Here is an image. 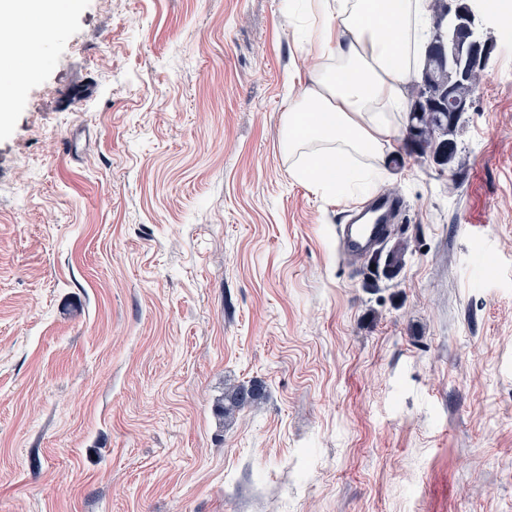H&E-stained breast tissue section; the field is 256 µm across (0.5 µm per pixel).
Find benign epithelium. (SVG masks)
Segmentation results:
<instances>
[{
    "mask_svg": "<svg viewBox=\"0 0 512 512\" xmlns=\"http://www.w3.org/2000/svg\"><path fill=\"white\" fill-rule=\"evenodd\" d=\"M436 43L448 55V85L437 86L435 102L448 105L450 112H465L470 100L457 95L467 69L475 62L487 64L495 44L484 32L482 0H469L461 7L448 6V14L431 23Z\"/></svg>",
    "mask_w": 512,
    "mask_h": 512,
    "instance_id": "7a95c632",
    "label": "benign epithelium"
}]
</instances>
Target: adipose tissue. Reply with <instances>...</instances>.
Instances as JSON below:
<instances>
[{
  "label": "adipose tissue",
  "instance_id": "ef3b65f1",
  "mask_svg": "<svg viewBox=\"0 0 512 512\" xmlns=\"http://www.w3.org/2000/svg\"><path fill=\"white\" fill-rule=\"evenodd\" d=\"M428 0H308L306 38L322 62L289 100L281 146L292 173L335 186L348 157L381 159L421 65Z\"/></svg>",
  "mask_w": 512,
  "mask_h": 512
}]
</instances>
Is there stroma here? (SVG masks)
Returning a JSON list of instances; mask_svg holds the SVG:
<instances>
[{
	"instance_id": "stroma-1",
	"label": "stroma",
	"mask_w": 512,
	"mask_h": 512,
	"mask_svg": "<svg viewBox=\"0 0 512 512\" xmlns=\"http://www.w3.org/2000/svg\"><path fill=\"white\" fill-rule=\"evenodd\" d=\"M494 6L453 165L400 115L383 178L351 159L334 195L281 148L303 0H75L0 61V512H512ZM382 189L404 255L352 265L336 229ZM264 394V386L256 382L249 386L242 384L229 388L224 396V405L222 406L224 416L232 417L237 410L262 399Z\"/></svg>"
}]
</instances>
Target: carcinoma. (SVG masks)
<instances>
[{"mask_svg":"<svg viewBox=\"0 0 512 512\" xmlns=\"http://www.w3.org/2000/svg\"><path fill=\"white\" fill-rule=\"evenodd\" d=\"M428 71L440 82L448 80V71L439 68L435 48L430 42L424 46L421 73ZM424 96L423 81H415L408 87L407 138L418 154H432L441 162L449 163L454 159L457 147L451 142L435 140L434 132L442 125H453L455 117L432 102L422 103ZM264 394V386L256 382L231 387L224 396L223 414L230 418L236 411L262 399Z\"/></svg>","mask_w":512,"mask_h":512,"instance_id":"obj_1","label":"carcinoma"}]
</instances>
